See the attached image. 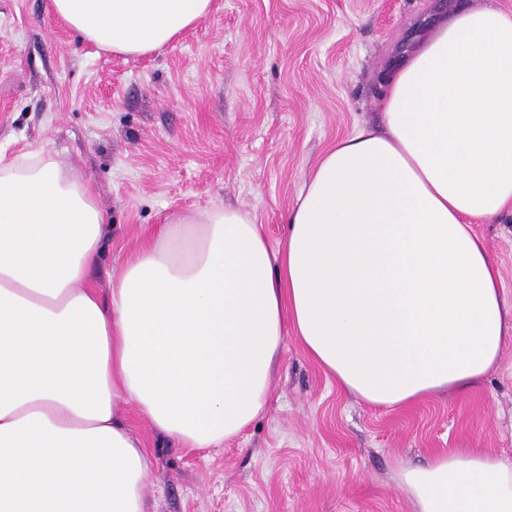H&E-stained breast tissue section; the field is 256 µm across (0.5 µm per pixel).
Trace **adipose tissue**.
Listing matches in <instances>:
<instances>
[{"mask_svg": "<svg viewBox=\"0 0 512 512\" xmlns=\"http://www.w3.org/2000/svg\"><path fill=\"white\" fill-rule=\"evenodd\" d=\"M121 56L174 41L213 0H49ZM382 128L337 141L280 250L238 208L167 218L108 295L91 184L44 148L0 152V512H149L133 407L184 448L265 410L286 334L344 390L399 408L466 392L500 360L512 306L472 228L512 205V12L462 0L381 77ZM415 512H512V462L398 473Z\"/></svg>", "mask_w": 512, "mask_h": 512, "instance_id": "ef3b65f1", "label": "adipose tissue"}]
</instances>
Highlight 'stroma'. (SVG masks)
<instances>
[{
  "label": "stroma",
  "instance_id": "obj_1",
  "mask_svg": "<svg viewBox=\"0 0 512 512\" xmlns=\"http://www.w3.org/2000/svg\"><path fill=\"white\" fill-rule=\"evenodd\" d=\"M457 0H214L176 42L125 57L84 41L49 0H0V149L46 148L93 186L108 230L89 279L107 291L165 217L230 205L272 248L314 164L379 122L378 71ZM472 227L512 304V212ZM155 465L151 512H414L402 466L452 452L512 460V338L462 394L367 405L287 335L269 408L199 451L130 413Z\"/></svg>",
  "mask_w": 512,
  "mask_h": 512
}]
</instances>
